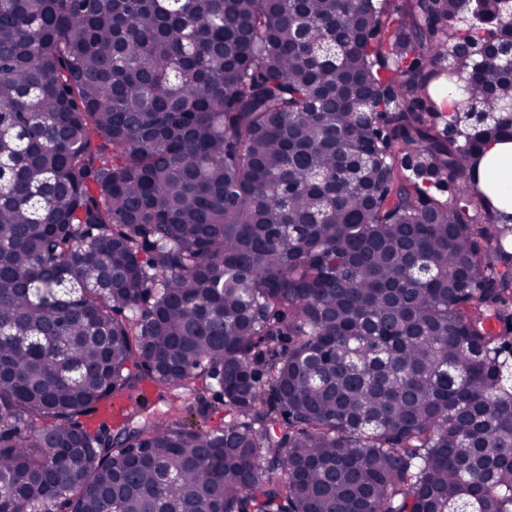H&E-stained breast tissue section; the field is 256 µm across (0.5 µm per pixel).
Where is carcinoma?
I'll list each match as a JSON object with an SVG mask.
<instances>
[{"label": "carcinoma", "mask_w": 512, "mask_h": 512, "mask_svg": "<svg viewBox=\"0 0 512 512\" xmlns=\"http://www.w3.org/2000/svg\"><path fill=\"white\" fill-rule=\"evenodd\" d=\"M510 27L0 0V512H512V213L476 176L512 72L467 55ZM147 383L162 417L81 422ZM187 421L199 428L218 425L224 422V406L211 391L206 395V401L194 404L193 413Z\"/></svg>", "instance_id": "carcinoma-1"}]
</instances>
